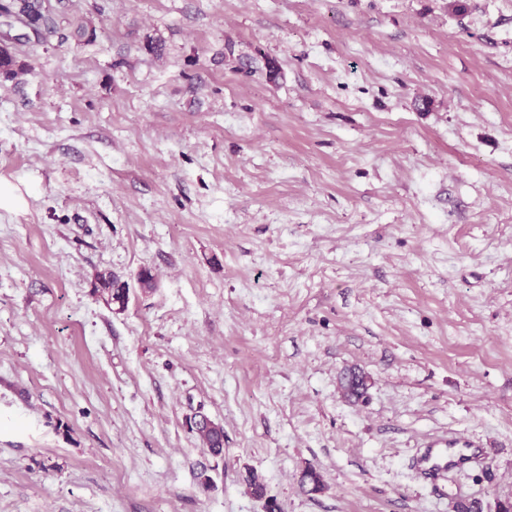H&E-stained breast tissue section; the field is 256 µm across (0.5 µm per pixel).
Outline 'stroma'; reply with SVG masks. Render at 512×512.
Listing matches in <instances>:
<instances>
[{
    "label": "stroma",
    "mask_w": 512,
    "mask_h": 512,
    "mask_svg": "<svg viewBox=\"0 0 512 512\" xmlns=\"http://www.w3.org/2000/svg\"><path fill=\"white\" fill-rule=\"evenodd\" d=\"M44 6L0 76V512H264L250 469L280 512L512 502V0ZM439 435L480 462L420 478ZM92 293L103 298L109 306L118 305V310H123L128 302L127 284L114 275L111 270L96 274ZM189 429L195 432L203 445L215 456L224 452V428L205 415H194L189 418ZM245 482L248 488L250 489L251 494L255 498L264 501L266 498L268 499L265 502L266 512H279L278 504L276 503L274 498L267 496L266 485L263 479L254 470H247Z\"/></svg>",
    "instance_id": "1"
}]
</instances>
